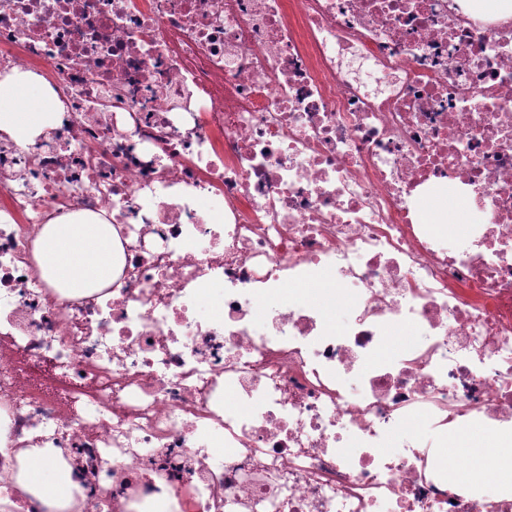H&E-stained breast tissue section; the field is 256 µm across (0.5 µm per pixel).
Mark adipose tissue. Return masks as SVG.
Returning <instances> with one entry per match:
<instances>
[{
  "label": "adipose tissue",
  "mask_w": 512,
  "mask_h": 512,
  "mask_svg": "<svg viewBox=\"0 0 512 512\" xmlns=\"http://www.w3.org/2000/svg\"><path fill=\"white\" fill-rule=\"evenodd\" d=\"M62 109L43 76L16 69L0 75V132L16 142H30L53 127ZM38 260L59 287L100 286L112 277V241L100 222L70 214L47 226L38 248ZM54 454L51 448L26 451L18 484L28 492L50 487V504L58 508L70 501L72 484L65 469L49 464L48 459Z\"/></svg>",
  "instance_id": "1"
}]
</instances>
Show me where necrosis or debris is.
I'll return each instance as SVG.
<instances>
[{"label": "necrosis or debris", "mask_w": 512, "mask_h": 512, "mask_svg": "<svg viewBox=\"0 0 512 512\" xmlns=\"http://www.w3.org/2000/svg\"><path fill=\"white\" fill-rule=\"evenodd\" d=\"M15 68L63 110L0 135V512H56L29 448L69 467L63 512H512V16L0 0ZM452 186L494 220L450 250L423 202ZM75 212L120 253L89 294L35 257ZM55 455L54 448H31L24 454L26 461L18 485L25 491L33 492L41 486L52 490L51 507H64L71 499L72 484L67 471L52 466L48 458Z\"/></svg>", "instance_id": "necrosis-or-debris-1"}]
</instances>
